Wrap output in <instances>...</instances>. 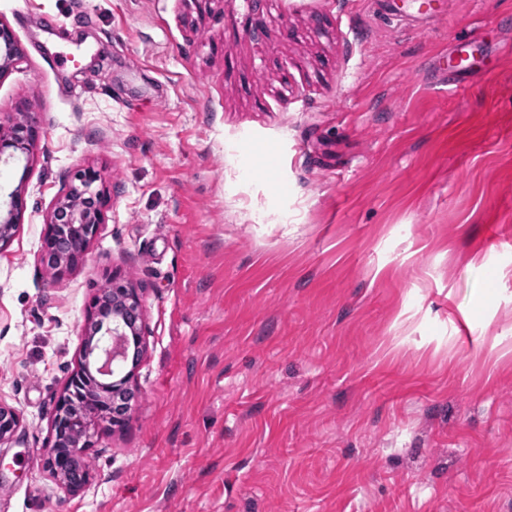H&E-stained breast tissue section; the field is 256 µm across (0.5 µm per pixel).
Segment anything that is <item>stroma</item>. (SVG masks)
I'll list each match as a JSON object with an SVG mask.
<instances>
[{
  "instance_id": "1",
  "label": "stroma",
  "mask_w": 512,
  "mask_h": 512,
  "mask_svg": "<svg viewBox=\"0 0 512 512\" xmlns=\"http://www.w3.org/2000/svg\"><path fill=\"white\" fill-rule=\"evenodd\" d=\"M40 128L0 251V512H512V0H0ZM74 55L50 66L51 55ZM108 203L42 263L75 172ZM145 355L44 464L107 279ZM77 184L64 188L47 220L43 260L56 272L73 266L97 236L107 203L97 183L100 174L91 168L79 170Z\"/></svg>"
}]
</instances>
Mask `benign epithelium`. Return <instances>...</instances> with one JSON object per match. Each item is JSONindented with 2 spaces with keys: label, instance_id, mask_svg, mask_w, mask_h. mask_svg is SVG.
<instances>
[{
  "label": "benign epithelium",
  "instance_id": "1",
  "mask_svg": "<svg viewBox=\"0 0 512 512\" xmlns=\"http://www.w3.org/2000/svg\"><path fill=\"white\" fill-rule=\"evenodd\" d=\"M23 56V49L11 27L0 19V78ZM40 137L36 122L21 114L8 123L0 121V166L30 161ZM76 184L62 190L47 220L43 240V260L57 272L73 266L86 252L103 223L107 203L98 187L100 174L91 168L78 171ZM25 212L22 186L0 195V250L14 237ZM145 326L137 289L115 278L99 290L92 301L87 322V338L82 349L81 368L68 380L58 396L52 423L53 451L46 465L50 475L65 490L75 493L86 482L71 479L74 461L86 456L98 421L110 420L112 428H122L127 409L118 401L134 398L135 370L115 378L112 367L127 360L131 347L144 350ZM17 415L0 406V442L14 436Z\"/></svg>",
  "mask_w": 512,
  "mask_h": 512
}]
</instances>
